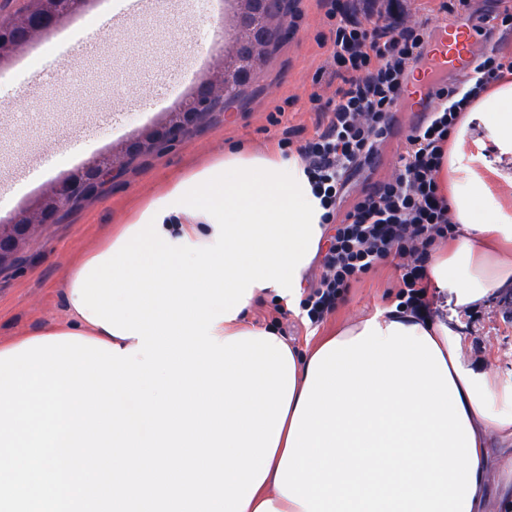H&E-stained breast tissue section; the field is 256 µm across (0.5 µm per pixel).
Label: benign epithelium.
<instances>
[{"mask_svg":"<svg viewBox=\"0 0 512 512\" xmlns=\"http://www.w3.org/2000/svg\"><path fill=\"white\" fill-rule=\"evenodd\" d=\"M44 7L30 13L28 26L21 28L13 16L0 17V58L24 49L37 36L46 32L64 14L88 4V0H41ZM268 0H244L236 18L241 33L235 48V59L241 65L228 71L217 68L219 76H210L194 90L191 106L172 113V118L154 127L150 132L126 142L124 155L136 156L146 151H159L189 138L212 104L227 99L225 87L240 88L251 78L252 72L266 53L268 45L288 38V25L266 15ZM118 176L121 168L112 155H99L85 162L72 175L61 179L49 196L36 208L23 210L8 224L0 225V267L10 263L23 243L42 224L59 222V209L64 204L92 196L103 187L106 175Z\"/></svg>","mask_w":512,"mask_h":512,"instance_id":"1","label":"benign epithelium"}]
</instances>
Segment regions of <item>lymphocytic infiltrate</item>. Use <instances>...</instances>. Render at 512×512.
<instances>
[{"mask_svg": "<svg viewBox=\"0 0 512 512\" xmlns=\"http://www.w3.org/2000/svg\"><path fill=\"white\" fill-rule=\"evenodd\" d=\"M411 2L317 0L331 31L321 42L326 60L314 80L333 84L335 92L327 99L311 94L317 130L296 153L324 209L322 221L334 232L321 274L300 301L313 326L336 310L353 282L388 262L398 274L397 312L435 314L427 265L435 244L457 228L438 181L445 148L464 112L512 77V0L486 7L477 0H431L430 13L461 20L492 48L477 53L462 75L427 84L430 107L403 134L395 173L351 195L352 180L399 134L397 114L428 54V26L401 21Z\"/></svg>", "mask_w": 512, "mask_h": 512, "instance_id": "1", "label": "lymphocytic infiltrate"}]
</instances>
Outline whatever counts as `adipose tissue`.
<instances>
[{
    "instance_id": "obj_1",
    "label": "adipose tissue",
    "mask_w": 512,
    "mask_h": 512,
    "mask_svg": "<svg viewBox=\"0 0 512 512\" xmlns=\"http://www.w3.org/2000/svg\"><path fill=\"white\" fill-rule=\"evenodd\" d=\"M472 115L501 156H512V82L484 95ZM468 128L452 138L440 172L458 224L435 245L426 274L447 296L450 316L424 322L396 311L345 325L311 350L293 351L295 388L269 473L245 512H490L487 476L498 472L504 512H512V378L477 369L464 355L453 316L512 286V209L490 188L512 172L464 150ZM283 164L281 147L233 145L188 168L159 190L234 159ZM170 239L213 243L205 216L173 212ZM79 267L67 275L66 319L34 335H80L130 349L74 306ZM504 448L491 449V439Z\"/></svg>"
}]
</instances>
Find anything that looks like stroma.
<instances>
[{
	"mask_svg": "<svg viewBox=\"0 0 512 512\" xmlns=\"http://www.w3.org/2000/svg\"><path fill=\"white\" fill-rule=\"evenodd\" d=\"M291 37L267 54L246 85L243 99L227 104L225 111L197 130L179 146L142 157L112 185L91 198L64 221L47 224L26 242L21 261L0 273V341L33 332L38 326L64 316L63 288L69 269L94 248L102 233L121 223L140 199L151 195L160 181L178 175L206 157L223 152L228 140H240L260 149L280 141L285 128L298 127L305 135L315 130L316 115L309 97L313 77L325 54L318 45L329 25L315 0H302ZM210 0H151L135 26L106 32L93 50L66 48L91 75L84 85L35 86L40 48L49 37L36 38L24 57L26 67L0 68V216L12 217L31 208L52 189L48 180L23 182L20 172L27 162L48 152L88 160L89 146L122 156L123 143L147 133L163 115L146 109L144 102L155 84L182 75L191 65L194 49L220 47L210 68L229 59L234 27L232 17L222 19V35L214 37L206 22ZM123 88L125 107L115 127L99 123L96 108L110 105V84ZM398 276L388 265L379 266L351 288L348 300L318 327H308L302 311L277 312L273 298L257 302L249 312L252 322L275 326L299 347L316 343L345 321L388 310L397 291ZM467 359L500 374H512V319H503L496 298H489L460 314Z\"/></svg>",
	"mask_w": 512,
	"mask_h": 512,
	"instance_id": "1",
	"label": "stroma"
}]
</instances>
